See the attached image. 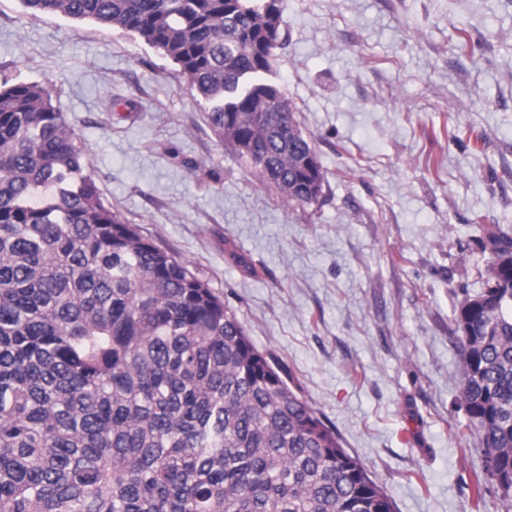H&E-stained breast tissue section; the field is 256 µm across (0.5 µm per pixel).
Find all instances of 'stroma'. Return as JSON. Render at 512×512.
<instances>
[{
    "label": "stroma",
    "mask_w": 512,
    "mask_h": 512,
    "mask_svg": "<svg viewBox=\"0 0 512 512\" xmlns=\"http://www.w3.org/2000/svg\"><path fill=\"white\" fill-rule=\"evenodd\" d=\"M282 9L268 78L327 172L309 206L242 165L135 35L0 0V80L49 88L104 204L209 283L396 512H505L471 496L453 309L486 284L487 229L512 231V0Z\"/></svg>",
    "instance_id": "stroma-1"
}]
</instances>
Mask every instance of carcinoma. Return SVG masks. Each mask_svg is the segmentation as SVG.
Here are the masks:
<instances>
[{
	"mask_svg": "<svg viewBox=\"0 0 512 512\" xmlns=\"http://www.w3.org/2000/svg\"><path fill=\"white\" fill-rule=\"evenodd\" d=\"M132 33L288 201L327 174L264 79L281 0H21ZM48 89L0 81V512H394L336 430L188 265L107 208ZM453 310L476 499L512 508V235Z\"/></svg>",
	"mask_w": 512,
	"mask_h": 512,
	"instance_id": "obj_1",
	"label": "carcinoma"
}]
</instances>
